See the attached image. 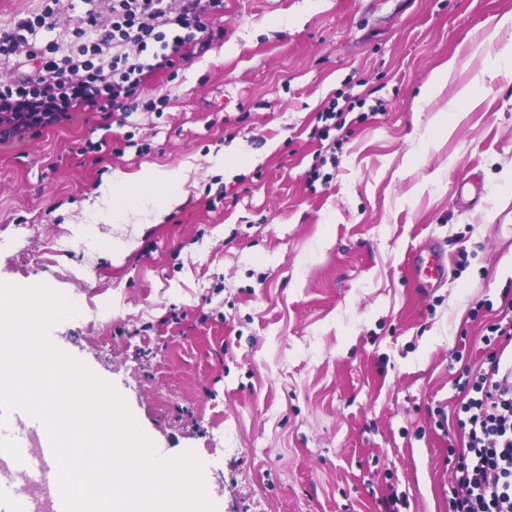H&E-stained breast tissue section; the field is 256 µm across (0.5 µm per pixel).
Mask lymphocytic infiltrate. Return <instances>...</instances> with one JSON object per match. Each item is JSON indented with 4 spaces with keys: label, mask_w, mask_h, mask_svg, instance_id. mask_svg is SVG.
<instances>
[{
    "label": "lymphocytic infiltrate",
    "mask_w": 512,
    "mask_h": 512,
    "mask_svg": "<svg viewBox=\"0 0 512 512\" xmlns=\"http://www.w3.org/2000/svg\"><path fill=\"white\" fill-rule=\"evenodd\" d=\"M223 0H42L39 12L0 33V59L21 60L0 79V139L24 138L69 122L77 112H130L147 77L189 64L214 39L203 22ZM74 12L69 49L39 40ZM497 343L468 369L459 420L464 462L457 512H512V389L501 386V358L512 344V316L491 327Z\"/></svg>",
    "instance_id": "1"
}]
</instances>
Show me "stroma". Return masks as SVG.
<instances>
[{
    "mask_svg": "<svg viewBox=\"0 0 512 512\" xmlns=\"http://www.w3.org/2000/svg\"><path fill=\"white\" fill-rule=\"evenodd\" d=\"M506 16L512 0H224L222 37L135 111L0 142V283L76 302L51 336L155 448L196 454L216 512H453L464 367L512 299V72L484 75ZM333 101L345 126L318 139ZM186 166L160 223L83 209L114 171ZM469 178L482 205L455 192ZM431 239L448 282L427 293L407 258Z\"/></svg>",
    "mask_w": 512,
    "mask_h": 512,
    "instance_id": "35a3bbf8",
    "label": "stroma"
}]
</instances>
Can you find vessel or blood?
Instances as JSON below:
<instances>
[{
    "instance_id": "obj_1",
    "label": "vessel or blood",
    "mask_w": 512,
    "mask_h": 512,
    "mask_svg": "<svg viewBox=\"0 0 512 512\" xmlns=\"http://www.w3.org/2000/svg\"><path fill=\"white\" fill-rule=\"evenodd\" d=\"M409 262L418 287L439 288L448 277L445 257L435 241L413 250ZM42 424L20 408L11 410L6 425L0 426V512H31L30 501L22 499L21 484L49 488L57 477V462L50 440L32 446L31 436Z\"/></svg>"
}]
</instances>
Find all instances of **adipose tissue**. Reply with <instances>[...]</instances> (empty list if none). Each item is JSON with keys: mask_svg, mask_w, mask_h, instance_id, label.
<instances>
[{"mask_svg": "<svg viewBox=\"0 0 512 512\" xmlns=\"http://www.w3.org/2000/svg\"><path fill=\"white\" fill-rule=\"evenodd\" d=\"M187 180L188 175L183 170L146 168L136 174L118 171L113 174L111 182L101 187L95 203L110 206L116 216L145 207L153 222L157 223L183 201Z\"/></svg>", "mask_w": 512, "mask_h": 512, "instance_id": "obj_1", "label": "adipose tissue"}]
</instances>
